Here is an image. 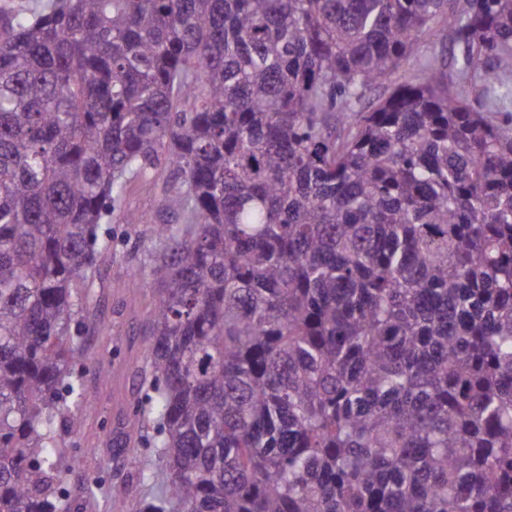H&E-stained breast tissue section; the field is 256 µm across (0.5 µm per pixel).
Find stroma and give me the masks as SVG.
<instances>
[{"instance_id": "1", "label": "stroma", "mask_w": 512, "mask_h": 512, "mask_svg": "<svg viewBox=\"0 0 512 512\" xmlns=\"http://www.w3.org/2000/svg\"><path fill=\"white\" fill-rule=\"evenodd\" d=\"M136 244L133 238L116 242L113 253L101 261L100 286L84 324L83 361L104 362L108 374L101 377L89 371L84 377L94 406L81 428L70 435L71 452L81 461L68 475L71 512H113L106 492L115 483L128 485L125 508L136 512L139 500L149 492L139 474L159 465L151 445L117 444L138 397L136 370L147 354L138 317L152 293L135 286L128 276V257Z\"/></svg>"}]
</instances>
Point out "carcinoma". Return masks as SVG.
Listing matches in <instances>:
<instances>
[{
	"label": "carcinoma",
	"mask_w": 512,
	"mask_h": 512,
	"mask_svg": "<svg viewBox=\"0 0 512 512\" xmlns=\"http://www.w3.org/2000/svg\"><path fill=\"white\" fill-rule=\"evenodd\" d=\"M438 26L476 103L433 59L364 111ZM501 113L512 0H0V512H71L114 224L153 294L139 512H512ZM154 197L136 188H132L126 199V206L131 210L151 213L155 224H163L176 219V212L171 208L159 212Z\"/></svg>",
	"instance_id": "obj_1"
}]
</instances>
